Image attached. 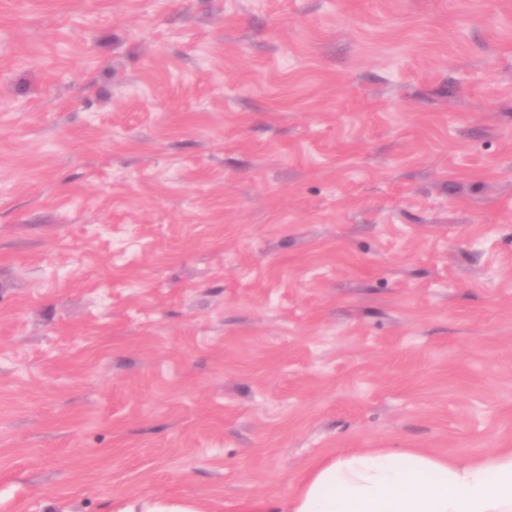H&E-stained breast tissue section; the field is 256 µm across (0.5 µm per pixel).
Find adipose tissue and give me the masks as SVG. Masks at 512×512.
I'll return each mask as SVG.
<instances>
[{"instance_id": "ef3b65f1", "label": "adipose tissue", "mask_w": 512, "mask_h": 512, "mask_svg": "<svg viewBox=\"0 0 512 512\" xmlns=\"http://www.w3.org/2000/svg\"><path fill=\"white\" fill-rule=\"evenodd\" d=\"M244 512H512V448L479 458L350 449L305 469L287 498Z\"/></svg>"}]
</instances>
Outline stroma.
<instances>
[{"label": "stroma", "instance_id": "35a3bbf8", "mask_svg": "<svg viewBox=\"0 0 512 512\" xmlns=\"http://www.w3.org/2000/svg\"><path fill=\"white\" fill-rule=\"evenodd\" d=\"M350 448H512V0H0V512Z\"/></svg>", "mask_w": 512, "mask_h": 512}]
</instances>
